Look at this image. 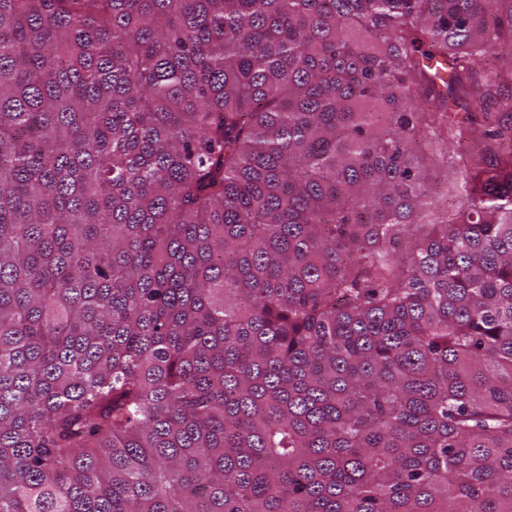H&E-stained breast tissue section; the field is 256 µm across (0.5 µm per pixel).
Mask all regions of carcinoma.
<instances>
[{
	"instance_id": "cac0c4a2",
	"label": "carcinoma",
	"mask_w": 512,
	"mask_h": 512,
	"mask_svg": "<svg viewBox=\"0 0 512 512\" xmlns=\"http://www.w3.org/2000/svg\"><path fill=\"white\" fill-rule=\"evenodd\" d=\"M505 35L512 0H0V512H512ZM420 145L421 151L418 155L423 165L422 170L426 181L429 184H440L438 186L441 187L440 191L444 194V196L440 194L437 197V206L439 207L437 211L443 213L448 205V185L456 176L457 144L455 140L450 139V135H448V139H446V135H440L439 138L425 141Z\"/></svg>"
}]
</instances>
